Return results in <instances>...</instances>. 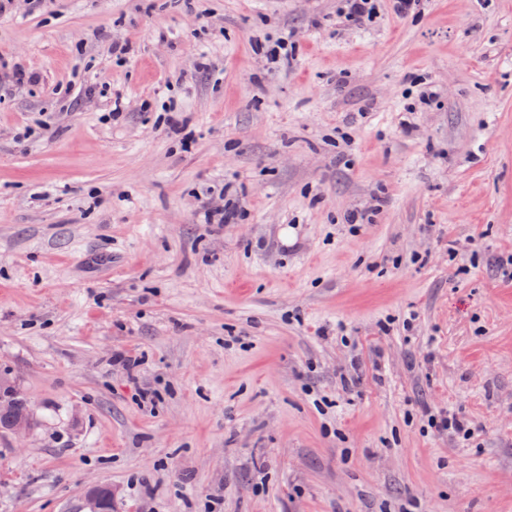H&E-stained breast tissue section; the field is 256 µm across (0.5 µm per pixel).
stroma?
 <instances>
[{
	"label": "stroma",
	"instance_id": "1",
	"mask_svg": "<svg viewBox=\"0 0 512 512\" xmlns=\"http://www.w3.org/2000/svg\"><path fill=\"white\" fill-rule=\"evenodd\" d=\"M338 9L0 15V512H512V0ZM341 7L338 11L340 17L354 24H366L374 22L380 16V9L377 2L380 0H341ZM10 380L7 377L1 375L0 377V391L1 388L9 387ZM6 393L9 395L13 406L8 412H0V429L5 430L10 422L19 415L30 413L31 407L28 399L23 393H21L14 385L10 386ZM431 423L439 433H448V436L462 439L464 441L470 440L475 434L474 424L465 416L459 413L452 412H439L438 415H430Z\"/></svg>",
	"mask_w": 512,
	"mask_h": 512
}]
</instances>
